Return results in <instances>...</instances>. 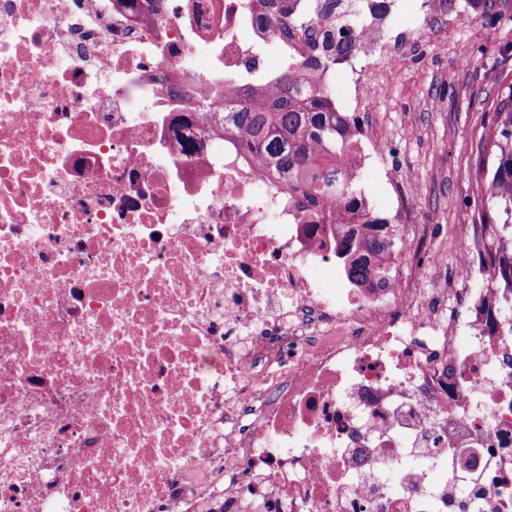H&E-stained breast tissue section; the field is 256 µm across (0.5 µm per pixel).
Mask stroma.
Here are the masks:
<instances>
[{"mask_svg": "<svg viewBox=\"0 0 512 512\" xmlns=\"http://www.w3.org/2000/svg\"><path fill=\"white\" fill-rule=\"evenodd\" d=\"M455 2L446 22L388 73L387 93L370 107L373 133L397 172L396 180L361 184L380 216L391 217L385 201L397 195L418 224L478 219L475 144L498 91L512 83V0H495L494 26Z\"/></svg>", "mask_w": 512, "mask_h": 512, "instance_id": "obj_1", "label": "stroma"}]
</instances>
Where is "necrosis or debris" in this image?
<instances>
[{"mask_svg": "<svg viewBox=\"0 0 512 512\" xmlns=\"http://www.w3.org/2000/svg\"><path fill=\"white\" fill-rule=\"evenodd\" d=\"M302 50L256 0H0V512H512L476 226L399 211L353 283L224 135Z\"/></svg>", "mask_w": 512, "mask_h": 512, "instance_id": "1", "label": "necrosis or debris"}]
</instances>
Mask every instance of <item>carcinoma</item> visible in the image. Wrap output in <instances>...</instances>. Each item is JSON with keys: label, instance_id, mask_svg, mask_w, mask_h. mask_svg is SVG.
<instances>
[{"label": "carcinoma", "instance_id": "carcinoma-1", "mask_svg": "<svg viewBox=\"0 0 512 512\" xmlns=\"http://www.w3.org/2000/svg\"><path fill=\"white\" fill-rule=\"evenodd\" d=\"M260 2L270 15L288 17L309 54L278 77L276 93L258 87L236 111L224 113V135L287 182L291 203L304 223H311L317 208L328 203L357 215L358 223L341 233L336 254L353 282H381L388 271L371 266L369 257L399 254L398 238L395 226L367 207L358 176L345 165L362 129L336 107L329 84L305 86L297 69L328 71L366 49L360 21L386 18L393 0ZM493 125V132L481 135L476 144V206L487 231L482 267L495 287L506 289L497 309L512 323V84L497 103Z\"/></svg>", "mask_w": 512, "mask_h": 512}]
</instances>
